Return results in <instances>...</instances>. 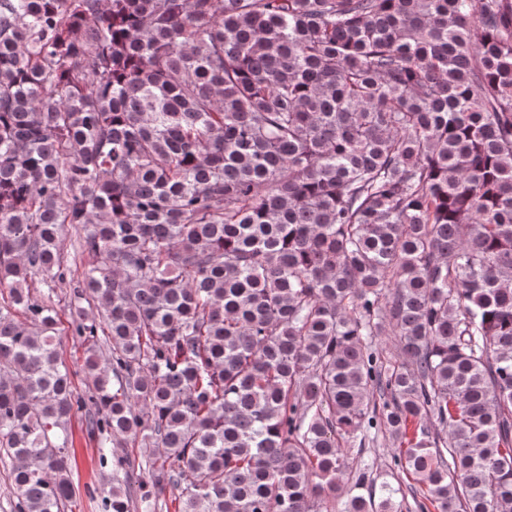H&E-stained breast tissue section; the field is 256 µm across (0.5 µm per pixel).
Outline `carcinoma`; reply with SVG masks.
<instances>
[{
    "label": "carcinoma",
    "instance_id": "1",
    "mask_svg": "<svg viewBox=\"0 0 512 512\" xmlns=\"http://www.w3.org/2000/svg\"><path fill=\"white\" fill-rule=\"evenodd\" d=\"M5 284L13 512H512V0H0ZM62 357L65 360L66 364L71 368V370L75 373L74 375V384L78 388V390L84 389V373H83V361L84 354L83 348L74 344L71 336H68L64 339V345L62 348ZM69 431L73 439L77 459L76 472L81 485L80 498L72 510L73 512H99L96 502L85 494L84 485H88L90 489L103 486L110 479V471L100 468L97 461V448L88 441L82 431L80 417L72 419ZM348 448V454L350 457L357 456L360 452L364 453L365 456H369L374 461L375 473L379 474L384 472L387 462L390 460V455L393 451L394 445L389 440H380L377 444L371 445L366 442L365 445H359L358 442L355 445H345Z\"/></svg>",
    "mask_w": 512,
    "mask_h": 512
}]
</instances>
